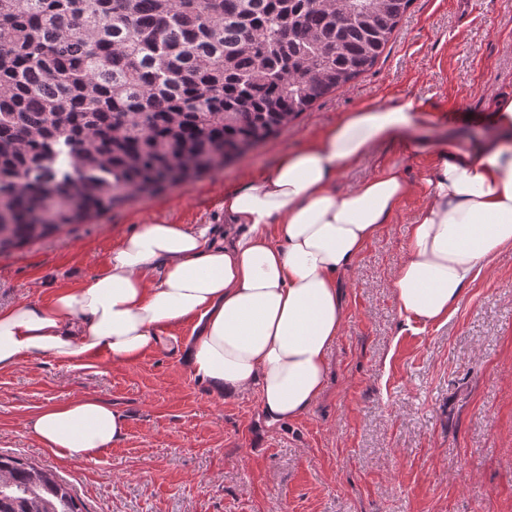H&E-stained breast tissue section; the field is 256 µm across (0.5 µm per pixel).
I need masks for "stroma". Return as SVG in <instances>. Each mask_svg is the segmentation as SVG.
I'll return each instance as SVG.
<instances>
[{"label": "stroma", "instance_id": "obj_1", "mask_svg": "<svg viewBox=\"0 0 512 512\" xmlns=\"http://www.w3.org/2000/svg\"><path fill=\"white\" fill-rule=\"evenodd\" d=\"M512 95V0H413L384 54L240 162L0 254V304L45 303L107 269L141 225L224 223V193L349 112L414 100L423 120L346 170L389 164L410 190L342 279L345 321L323 394L299 420L267 423L257 395L218 396L172 349L132 365L51 356L0 372V453L50 469L82 512H512V250L447 322L400 316L393 278L449 134L493 131ZM92 394L127 419L104 455L65 462L25 428L45 406Z\"/></svg>", "mask_w": 512, "mask_h": 512}]
</instances>
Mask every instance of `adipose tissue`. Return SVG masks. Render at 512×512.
<instances>
[{
  "mask_svg": "<svg viewBox=\"0 0 512 512\" xmlns=\"http://www.w3.org/2000/svg\"><path fill=\"white\" fill-rule=\"evenodd\" d=\"M494 134L438 147L426 203L409 228L394 297L406 320H447L469 286L512 249V96L492 104ZM413 101L370 104L273 168L224 193L237 226L145 224L107 270L41 304L0 306V372L45 355L83 368L132 364L186 321L193 373L224 395L257 394L269 422L301 417L322 394L345 314L339 281L389 222L409 184L390 164L341 190L340 174L409 128ZM28 431L67 462L91 461L125 433V417L83 395L30 417Z\"/></svg>",
  "mask_w": 512,
  "mask_h": 512,
  "instance_id": "obj_1",
  "label": "adipose tissue"
}]
</instances>
